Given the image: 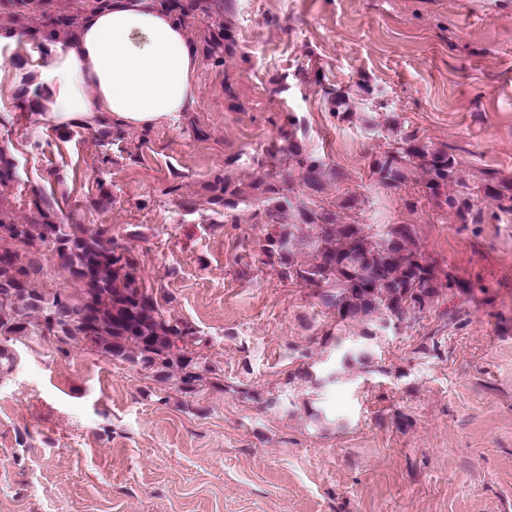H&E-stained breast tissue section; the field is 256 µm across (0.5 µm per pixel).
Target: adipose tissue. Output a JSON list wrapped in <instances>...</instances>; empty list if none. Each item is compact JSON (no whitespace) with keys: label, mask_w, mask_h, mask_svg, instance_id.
<instances>
[{"label":"adipose tissue","mask_w":512,"mask_h":512,"mask_svg":"<svg viewBox=\"0 0 512 512\" xmlns=\"http://www.w3.org/2000/svg\"><path fill=\"white\" fill-rule=\"evenodd\" d=\"M49 51L43 118L56 125L148 128L195 105L197 48L154 0H107Z\"/></svg>","instance_id":"obj_1"}]
</instances>
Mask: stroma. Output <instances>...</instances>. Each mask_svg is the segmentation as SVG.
<instances>
[{
	"mask_svg": "<svg viewBox=\"0 0 512 512\" xmlns=\"http://www.w3.org/2000/svg\"><path fill=\"white\" fill-rule=\"evenodd\" d=\"M230 22L235 51L200 62L194 110L120 139L22 108L17 73L49 58L0 45L11 212L40 191L59 223L108 227L220 382L187 395L88 343L11 341L0 512H512V213L481 188L488 171L512 182V0H234ZM291 116L326 168L322 190L294 182L291 202L379 235L411 225L466 293L396 329L379 314L340 325L267 263L249 185ZM411 133L453 148L480 223L443 216L415 182H378L372 161ZM221 173L243 191L236 210L208 202ZM365 344L383 372L337 374Z\"/></svg>",
	"mask_w": 512,
	"mask_h": 512,
	"instance_id": "stroma-1",
	"label": "stroma"
}]
</instances>
